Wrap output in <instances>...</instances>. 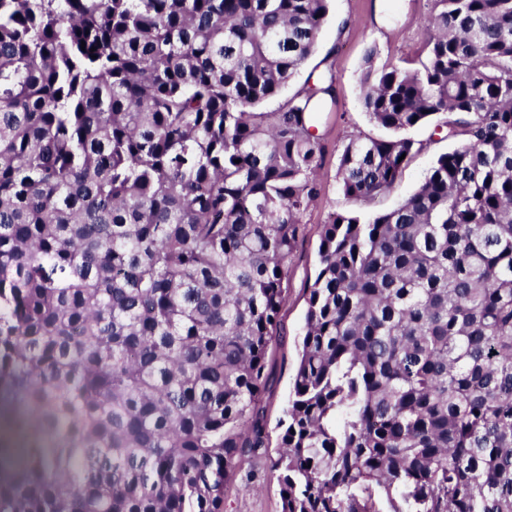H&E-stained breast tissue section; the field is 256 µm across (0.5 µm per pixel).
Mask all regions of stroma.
I'll return each instance as SVG.
<instances>
[{
  "label": "stroma",
  "instance_id": "35a3bbf8",
  "mask_svg": "<svg viewBox=\"0 0 512 512\" xmlns=\"http://www.w3.org/2000/svg\"><path fill=\"white\" fill-rule=\"evenodd\" d=\"M432 0H329V11L316 52L308 59L288 89H299L309 74L325 64L336 72L337 104L319 126L324 153L318 177V197L302 217L301 232L288 263L286 302L272 330L267 364L268 382L261 401L262 424L269 448L280 442V422L291 391L300 354L307 309V288L319 266V245L324 224L335 213L368 214L367 206L347 199L337 175L338 159L349 138L358 134L384 136L360 106V74L367 50L376 49L379 61L414 66L433 32L424 25ZM421 145L391 192L378 202L390 209L422 183L435 159L455 142L434 134L432 126L412 133ZM224 500V512H281L276 474L269 458L242 462Z\"/></svg>",
  "mask_w": 512,
  "mask_h": 512
}]
</instances>
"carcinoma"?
Masks as SVG:
<instances>
[{
    "instance_id": "cac0c4a2",
    "label": "carcinoma",
    "mask_w": 512,
    "mask_h": 512,
    "mask_svg": "<svg viewBox=\"0 0 512 512\" xmlns=\"http://www.w3.org/2000/svg\"><path fill=\"white\" fill-rule=\"evenodd\" d=\"M364 59L281 421V512H512V0H432ZM328 0H0V512H224L317 198ZM438 114L444 120L435 121Z\"/></svg>"
}]
</instances>
